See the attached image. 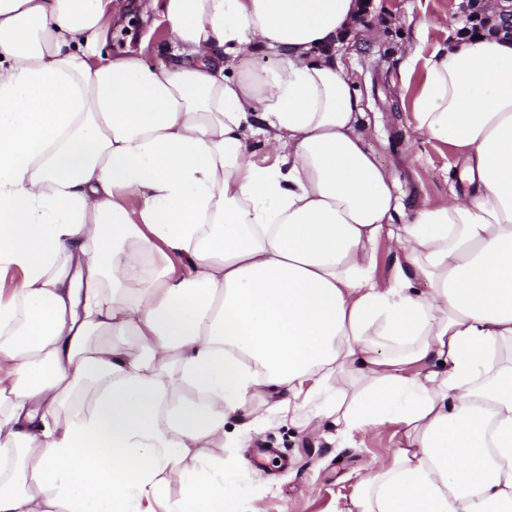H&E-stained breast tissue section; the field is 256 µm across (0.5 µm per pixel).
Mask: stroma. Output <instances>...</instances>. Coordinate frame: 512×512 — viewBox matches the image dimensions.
I'll list each match as a JSON object with an SVG mask.
<instances>
[{
	"mask_svg": "<svg viewBox=\"0 0 512 512\" xmlns=\"http://www.w3.org/2000/svg\"><path fill=\"white\" fill-rule=\"evenodd\" d=\"M364 28L374 45L356 56L353 75L364 98L368 130L365 146L396 180L403 208L399 224L410 223L422 202H435L459 187L461 162L448 144L415 136L413 93L422 84L414 73L402 86L400 71L408 48L431 52L462 26L463 0H371ZM162 34H149L139 12L127 9L111 21L103 54L146 58L166 51ZM323 398H292L289 409L254 406V424L240 420L224 425V461L231 468L239 495V512H336L347 502L359 478L391 462L399 446L398 425L386 424L342 439L332 419L322 416ZM279 449L287 467L256 469L253 448Z\"/></svg>",
	"mask_w": 512,
	"mask_h": 512,
	"instance_id": "1",
	"label": "stroma"
}]
</instances>
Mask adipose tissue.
Masks as SVG:
<instances>
[{"mask_svg": "<svg viewBox=\"0 0 512 512\" xmlns=\"http://www.w3.org/2000/svg\"><path fill=\"white\" fill-rule=\"evenodd\" d=\"M122 7L0 0V512H238L225 422L308 380L404 438L336 512H512V39L410 51L463 187L397 227L361 0H143L152 62L103 55ZM377 264L375 269L376 278L384 284L391 282L393 277V264L395 261L394 251L386 238L379 241L376 247Z\"/></svg>", "mask_w": 512, "mask_h": 512, "instance_id": "obj_1", "label": "adipose tissue"}]
</instances>
